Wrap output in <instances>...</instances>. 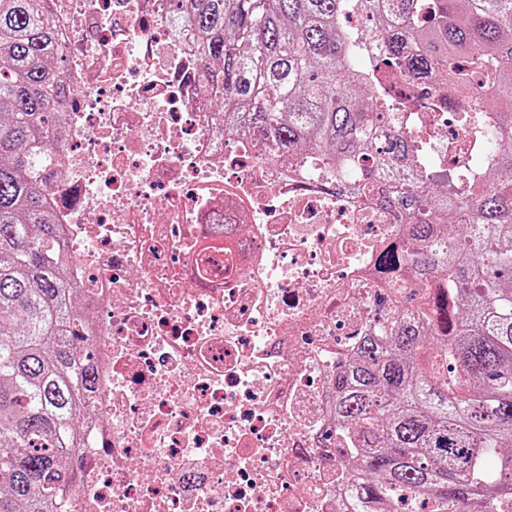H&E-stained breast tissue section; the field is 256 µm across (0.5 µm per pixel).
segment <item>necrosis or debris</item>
Here are the masks:
<instances>
[{"instance_id": "4bbe7bcc", "label": "necrosis or debris", "mask_w": 512, "mask_h": 512, "mask_svg": "<svg viewBox=\"0 0 512 512\" xmlns=\"http://www.w3.org/2000/svg\"><path fill=\"white\" fill-rule=\"evenodd\" d=\"M50 7L72 94L46 191L96 357L70 512H345L332 378L395 307L405 215L225 132L171 0ZM402 92L439 100L442 167L482 151L459 89Z\"/></svg>"}]
</instances>
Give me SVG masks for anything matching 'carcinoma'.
Masks as SVG:
<instances>
[{"label": "carcinoma", "instance_id": "obj_1", "mask_svg": "<svg viewBox=\"0 0 512 512\" xmlns=\"http://www.w3.org/2000/svg\"><path fill=\"white\" fill-rule=\"evenodd\" d=\"M48 0H0V512H66L95 385L44 186L69 88ZM207 64L216 120L303 151L413 219L378 265L438 286L333 379L335 446L359 456L349 512H512V0H172ZM372 15L380 38L342 25ZM467 91L492 158L435 174L427 116L381 99L418 75ZM493 107L497 123H485ZM476 254L475 261L462 255Z\"/></svg>", "mask_w": 512, "mask_h": 512}]
</instances>
